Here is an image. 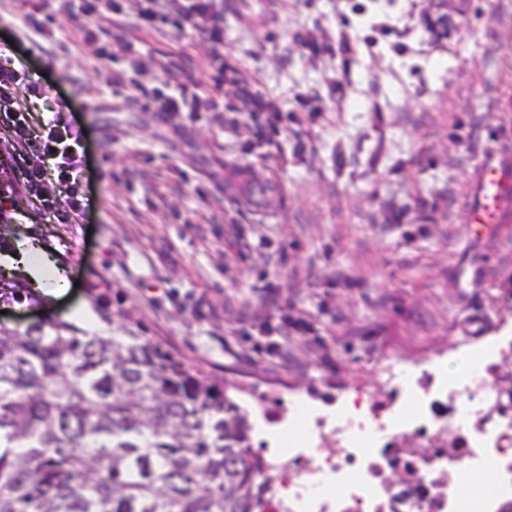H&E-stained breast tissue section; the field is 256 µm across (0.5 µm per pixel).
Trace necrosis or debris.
Wrapping results in <instances>:
<instances>
[{"label": "necrosis or debris", "mask_w": 512, "mask_h": 512, "mask_svg": "<svg viewBox=\"0 0 512 512\" xmlns=\"http://www.w3.org/2000/svg\"><path fill=\"white\" fill-rule=\"evenodd\" d=\"M466 358L453 374L433 367L426 383L391 363L388 403L360 389L326 413L291 399L280 428L289 474L271 491L275 512H503L512 434L499 414L500 369L512 364V338L483 339Z\"/></svg>", "instance_id": "1"}]
</instances>
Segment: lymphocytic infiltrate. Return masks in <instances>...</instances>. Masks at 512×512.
I'll use <instances>...</instances> for the list:
<instances>
[{"label": "lymphocytic infiltrate", "instance_id": "lymphocytic-infiltrate-1", "mask_svg": "<svg viewBox=\"0 0 512 512\" xmlns=\"http://www.w3.org/2000/svg\"><path fill=\"white\" fill-rule=\"evenodd\" d=\"M63 2L65 8H79L85 23L77 32L50 42V49L66 51L81 43L97 44L103 25L119 29L131 21L146 32L192 26L213 45V62L224 61V0H139L131 20L117 0ZM22 45L16 34L0 40V158L21 164L19 174L0 176V186L38 201L54 223L74 224L83 211L82 135L68 119L65 101L37 111L36 102L45 96L46 88L32 78ZM136 100L156 122L165 125L179 113L194 112L200 106L198 97L187 96L177 86L167 93L141 91ZM52 176L65 187L64 198L46 194L44 186Z\"/></svg>", "mask_w": 512, "mask_h": 512}]
</instances>
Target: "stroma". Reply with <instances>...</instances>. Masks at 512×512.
Segmentation results:
<instances>
[{
	"label": "stroma",
	"mask_w": 512,
	"mask_h": 512,
	"mask_svg": "<svg viewBox=\"0 0 512 512\" xmlns=\"http://www.w3.org/2000/svg\"><path fill=\"white\" fill-rule=\"evenodd\" d=\"M224 0V61L254 78L288 130L259 134L233 85L216 89L204 36L128 32L121 51L30 55L86 130L87 209L55 224L0 193L16 239L57 253L72 282L54 302L23 289L0 325L48 318L104 328L95 298L248 410L271 448L293 394L324 406L352 386L380 394L382 362L464 366L459 344L512 335V198L492 233L469 222L481 164L512 170V0ZM79 11L0 0V35L22 15ZM346 31L354 52L328 45ZM198 95L196 117L158 125L135 85L160 63ZM123 87H109L113 73ZM222 122H214V111Z\"/></svg>",
	"instance_id": "35a3bbf8"
}]
</instances>
